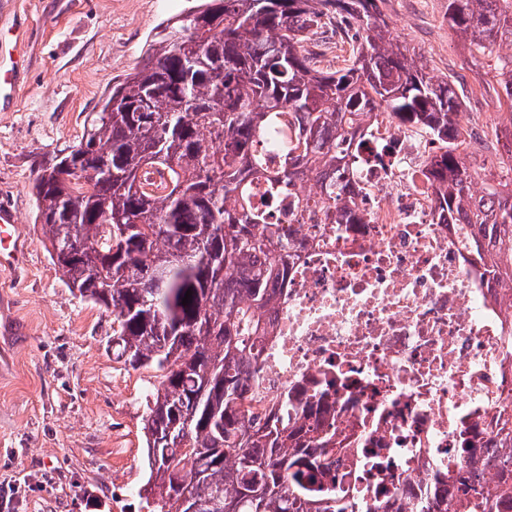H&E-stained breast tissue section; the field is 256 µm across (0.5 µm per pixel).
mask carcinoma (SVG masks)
Masks as SVG:
<instances>
[{"label":"carcinoma","mask_w":512,"mask_h":512,"mask_svg":"<svg viewBox=\"0 0 512 512\" xmlns=\"http://www.w3.org/2000/svg\"><path fill=\"white\" fill-rule=\"evenodd\" d=\"M357 33L349 64L323 70L308 45L323 19ZM448 25L475 58L512 46V0H448ZM512 108V57L497 71ZM453 85L388 42L376 0H200L157 33L143 64L87 116L76 149L33 182L52 263L71 289L112 313V348L164 373L144 424L145 492L162 512H372L348 499L324 457L336 433L288 425L249 406L263 313L286 281L289 225L269 214L300 175L321 194L302 212L358 223L346 173L362 123L387 112L439 143L428 167L438 207L487 276L512 284V152L473 191L459 153ZM291 117L273 170L261 137ZM154 169L162 180L150 183ZM266 184L255 202L252 184ZM192 291L191 303L182 299ZM459 449L462 464L421 492L412 512H512V444Z\"/></svg>","instance_id":"cac0c4a2"}]
</instances>
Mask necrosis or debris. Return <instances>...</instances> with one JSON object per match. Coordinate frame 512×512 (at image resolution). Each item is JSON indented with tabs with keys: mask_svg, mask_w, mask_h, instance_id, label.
<instances>
[{
	"mask_svg": "<svg viewBox=\"0 0 512 512\" xmlns=\"http://www.w3.org/2000/svg\"><path fill=\"white\" fill-rule=\"evenodd\" d=\"M365 133L351 176L360 223L292 219L306 181L271 217L294 224L297 248L263 316L251 403L291 424L325 418L342 439L329 465L371 505L397 501L401 476L447 480L463 443L482 445L512 408V288L473 271L456 225L441 223L431 136L382 112Z\"/></svg>",
	"mask_w": 512,
	"mask_h": 512,
	"instance_id": "4bbe7bcc",
	"label": "necrosis or debris"
}]
</instances>
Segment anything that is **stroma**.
I'll use <instances>...</instances> for the list:
<instances>
[{
  "label": "stroma",
  "instance_id": "stroma-1",
  "mask_svg": "<svg viewBox=\"0 0 512 512\" xmlns=\"http://www.w3.org/2000/svg\"><path fill=\"white\" fill-rule=\"evenodd\" d=\"M195 0H0V67L15 88L0 100V203L17 213L24 250L0 270V308L17 324L0 333V512H146L147 395L161 379L112 350V317L72 291L51 262L32 182L77 146L88 113L140 66L161 22ZM386 21L407 18L397 40L417 65L455 85L475 121L464 154L478 173L505 157L479 152L478 134L512 128L493 67L495 45L473 62L451 30L445 0H378Z\"/></svg>",
  "mask_w": 512,
  "mask_h": 512
}]
</instances>
